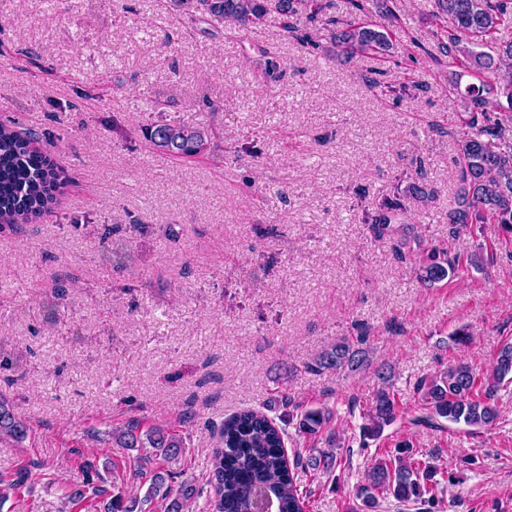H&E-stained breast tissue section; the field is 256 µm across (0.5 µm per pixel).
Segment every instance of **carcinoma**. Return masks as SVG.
I'll list each match as a JSON object with an SVG mask.
<instances>
[{
    "label": "carcinoma",
    "instance_id": "carcinoma-1",
    "mask_svg": "<svg viewBox=\"0 0 512 512\" xmlns=\"http://www.w3.org/2000/svg\"><path fill=\"white\" fill-rule=\"evenodd\" d=\"M174 15L191 19L199 16L217 21L237 32L247 31L269 15L282 20L283 31L304 46L315 47L310 31L300 27V18L311 26L326 30L330 41L343 55L359 51L384 56L392 46L393 30L365 21L366 0H348L352 20L328 15L324 0H166ZM439 14L448 16L454 33L448 36L446 53L458 63L452 73L453 93L463 104L462 123L466 131L457 141L459 159L458 186L448 207L449 231L474 229L494 224L497 231L512 238V148L495 142V129L512 122V44L492 55L483 47L492 41L500 27L512 25V0H436ZM143 138L156 152L172 159H192L209 148L210 131L203 125L149 121L142 128ZM55 136L50 133H21L0 123V231H16L23 224L48 216L57 202L64 173L52 161L46 146ZM428 194L424 177L406 190L394 187L375 206L374 214L364 216V223L374 239L395 235L394 221L405 209L408 196ZM460 261L448 258V252L429 251L415 268L417 278L431 286L458 275ZM366 333L342 337L328 345L314 359L310 369L322 371H357L368 363ZM512 382V342L499 349L490 374L481 376L463 362L448 365L435 375L417 383L421 414L412 423L436 428L448 422L472 430L491 426L498 417L495 397L498 387ZM400 411L396 394L384 385L375 394L367 423L360 427V443L381 436L394 424ZM333 419L327 407L306 409L299 414L285 411L273 418L256 410H243L224 420L217 445L212 449L205 487L182 482L178 490L168 484L173 472L169 464L187 454L180 435L169 428H145L133 421L112 430V446L137 452L140 475L148 483L144 501L161 502L164 512H188L190 504L208 493L209 512H305V499L297 483L299 467L332 473L337 456L332 450L317 449L306 457L296 453L291 465L285 449L288 435L280 423L296 421L298 436L315 438ZM29 427L19 420L9 402L0 398V438L24 442ZM415 450L407 441L396 444L394 454L376 456L364 472L356 489L359 503L349 512H375L379 497L391 496L398 502H415L431 512L437 505L435 490L452 483V477L434 462L414 458ZM96 496H106L104 512H136L138 503L126 497L117 477H112V494L95 489Z\"/></svg>",
    "mask_w": 512,
    "mask_h": 512
}]
</instances>
